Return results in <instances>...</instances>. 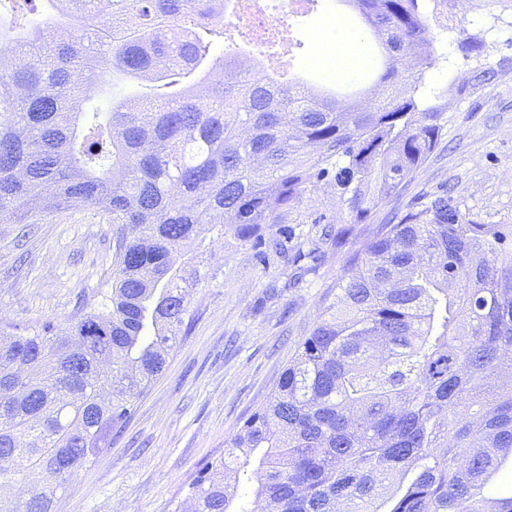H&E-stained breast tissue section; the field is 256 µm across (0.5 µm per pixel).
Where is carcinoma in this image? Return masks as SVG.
<instances>
[{
	"mask_svg": "<svg viewBox=\"0 0 512 512\" xmlns=\"http://www.w3.org/2000/svg\"><path fill=\"white\" fill-rule=\"evenodd\" d=\"M0 21V222L16 238L46 209L117 225L112 281L68 334L0 336V494L57 512L58 492L112 441L191 330L213 275L207 235L308 260L295 224L349 216L335 297L268 403L224 441L174 512H512L487 484L512 457V225L476 224L438 196L375 223L438 145L443 108L416 99L436 48L423 0H336L369 30L380 96L279 81L210 42L232 0H70L64 21ZM150 80L136 102L96 97ZM249 506L235 508L241 481Z\"/></svg>",
	"mask_w": 512,
	"mask_h": 512,
	"instance_id": "cac0c4a2",
	"label": "carcinoma"
}]
</instances>
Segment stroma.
<instances>
[{"label":"stroma","mask_w":512,"mask_h":512,"mask_svg":"<svg viewBox=\"0 0 512 512\" xmlns=\"http://www.w3.org/2000/svg\"><path fill=\"white\" fill-rule=\"evenodd\" d=\"M437 59L421 96L448 117L441 139L390 208L407 211L452 188L478 224L512 225V0H425ZM331 0L292 20L288 73H307L317 40L332 36ZM479 43V55L456 52ZM114 225L90 210L37 215L29 237L0 223V328L66 329L112 278ZM317 273L295 287L286 260L263 264L251 245L215 241L216 278L191 293L196 316L163 375L112 444L71 479L58 512H173L224 442L267 402L292 349L316 322L343 271L344 252L321 245Z\"/></svg>","instance_id":"obj_1"}]
</instances>
